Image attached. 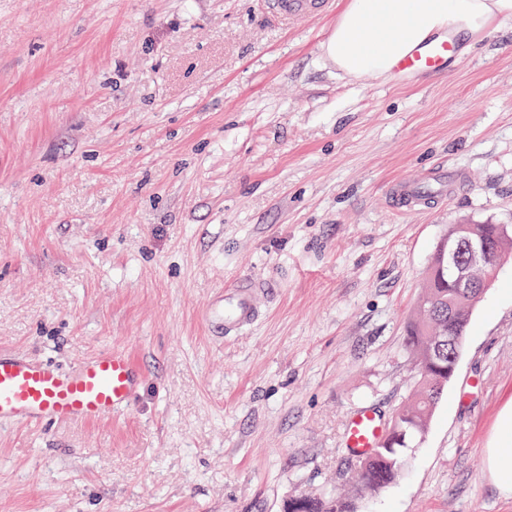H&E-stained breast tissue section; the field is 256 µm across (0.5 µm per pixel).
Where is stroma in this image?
<instances>
[{"instance_id":"1","label":"stroma","mask_w":512,"mask_h":512,"mask_svg":"<svg viewBox=\"0 0 512 512\" xmlns=\"http://www.w3.org/2000/svg\"><path fill=\"white\" fill-rule=\"evenodd\" d=\"M329 15L259 0H0V350L73 365L125 351L135 404L0 426V512H512L484 451L512 408V259L394 484L363 493L349 412L415 391L406 344L438 242L512 226V20L442 76L339 78ZM466 169L401 214L390 183ZM272 292L246 333L203 307ZM263 12L277 23L318 19L328 13L334 0H262ZM269 290L264 279L240 277L223 294L207 303L201 316L203 325L213 334L238 336L259 320L260 301ZM301 512H355V506L351 500L339 497L306 498V506Z\"/></svg>"}]
</instances>
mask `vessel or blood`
Listing matches in <instances>:
<instances>
[{"instance_id": "vessel-or-blood-1", "label": "vessel or blood", "mask_w": 512, "mask_h": 512, "mask_svg": "<svg viewBox=\"0 0 512 512\" xmlns=\"http://www.w3.org/2000/svg\"><path fill=\"white\" fill-rule=\"evenodd\" d=\"M263 12L277 23L313 20L328 13L334 0H262ZM458 46L435 40L402 57L397 68L435 76L447 72ZM464 168H436L427 180H398L391 197L398 211L417 212L443 204L451 182L463 179ZM269 293L266 280L243 276L205 306L201 320L213 334L236 336L261 316L260 301ZM139 375L129 355L107 349L65 367L19 353L0 352V424L29 428L61 422H92L126 410L132 403ZM381 412L365 407L345 421L348 448L365 454L385 437Z\"/></svg>"}]
</instances>
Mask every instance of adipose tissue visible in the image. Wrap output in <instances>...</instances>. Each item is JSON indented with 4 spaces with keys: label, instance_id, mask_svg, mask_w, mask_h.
<instances>
[{
    "label": "adipose tissue",
    "instance_id": "adipose-tissue-1",
    "mask_svg": "<svg viewBox=\"0 0 512 512\" xmlns=\"http://www.w3.org/2000/svg\"><path fill=\"white\" fill-rule=\"evenodd\" d=\"M512 20V0H347L322 45L324 57L349 78L396 74L397 60L444 36L458 44ZM485 463L498 490L512 496V411L497 430Z\"/></svg>",
    "mask_w": 512,
    "mask_h": 512
}]
</instances>
